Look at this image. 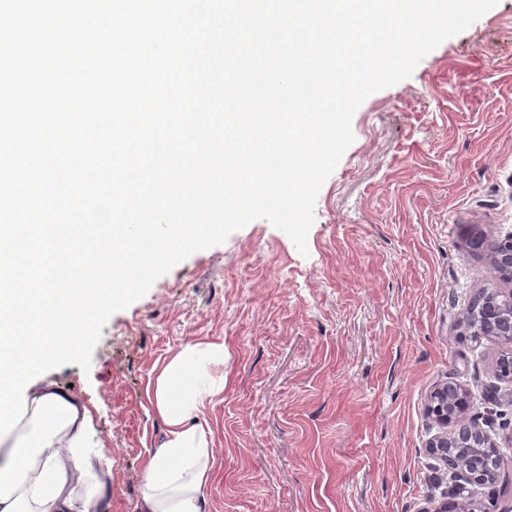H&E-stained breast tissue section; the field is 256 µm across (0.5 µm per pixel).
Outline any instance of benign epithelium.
Wrapping results in <instances>:
<instances>
[{
    "label": "benign epithelium",
    "mask_w": 512,
    "mask_h": 512,
    "mask_svg": "<svg viewBox=\"0 0 512 512\" xmlns=\"http://www.w3.org/2000/svg\"><path fill=\"white\" fill-rule=\"evenodd\" d=\"M470 244L486 252L491 263L497 269L501 278L512 283V246L503 245L497 240H489L480 234L470 239ZM489 300L488 325L482 336H511L512 335V289L503 293L497 289L484 291ZM429 414L443 427L445 431L431 440L427 446L428 452L446 466L454 467V459L448 456V445L493 447L487 434L474 422L464 420L466 407L459 405L453 412H448V385L437 387L431 394L428 406ZM453 425L451 431H446L448 425Z\"/></svg>",
    "instance_id": "1"
}]
</instances>
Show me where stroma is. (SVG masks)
Wrapping results in <instances>:
<instances>
[{
    "label": "stroma",
    "mask_w": 512,
    "mask_h": 512,
    "mask_svg": "<svg viewBox=\"0 0 512 512\" xmlns=\"http://www.w3.org/2000/svg\"><path fill=\"white\" fill-rule=\"evenodd\" d=\"M351 127L307 253L253 220L112 314L89 368L46 372L91 410L109 512H137L164 431L155 372L193 341L224 345V392L204 409L208 512H422L454 490L469 512H512V385L495 374L512 348L463 325L503 285L470 235H512V0L368 96ZM448 381L504 454L495 486L437 480L427 404Z\"/></svg>",
    "instance_id": "1"
}]
</instances>
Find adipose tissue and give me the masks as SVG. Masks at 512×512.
<instances>
[{"mask_svg": "<svg viewBox=\"0 0 512 512\" xmlns=\"http://www.w3.org/2000/svg\"><path fill=\"white\" fill-rule=\"evenodd\" d=\"M223 364V344L192 342L157 373L152 401L165 433L145 463L139 512H206L213 440L203 410L224 389L210 374ZM26 397V416L5 436L0 512H78L80 487L85 504L108 512V472L87 443V406L52 381L30 385Z\"/></svg>", "mask_w": 512, "mask_h": 512, "instance_id": "1", "label": "adipose tissue"}]
</instances>
